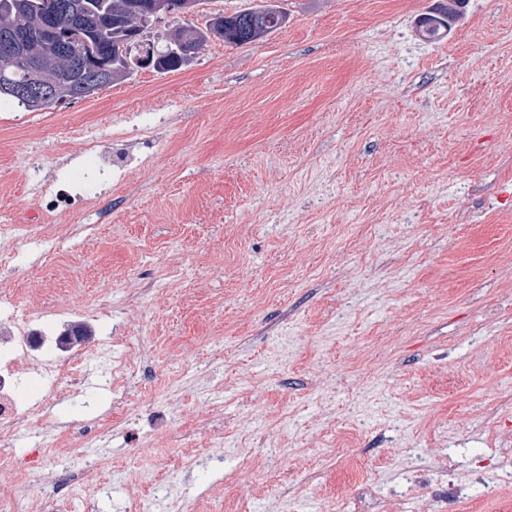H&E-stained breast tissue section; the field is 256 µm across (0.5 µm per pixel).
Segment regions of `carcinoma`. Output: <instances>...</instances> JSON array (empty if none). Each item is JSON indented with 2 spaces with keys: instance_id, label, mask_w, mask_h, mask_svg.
Returning a JSON list of instances; mask_svg holds the SVG:
<instances>
[{
  "instance_id": "obj_1",
  "label": "carcinoma",
  "mask_w": 512,
  "mask_h": 512,
  "mask_svg": "<svg viewBox=\"0 0 512 512\" xmlns=\"http://www.w3.org/2000/svg\"><path fill=\"white\" fill-rule=\"evenodd\" d=\"M65 1L70 11L61 15L58 33L70 47L67 59L52 57V39L42 26L43 15L55 12L60 2ZM150 0H0V42L15 35L43 37L44 62L40 69L46 82L65 80L80 86L95 75L100 81L91 85L95 92L126 77L122 72L123 51L136 38L144 23V12L136 9ZM448 0L436 15H428L419 21V30L427 39L438 36L450 28L448 18L456 14V3ZM287 22L285 12L275 0H260V3L237 11L231 15L220 14L199 26L189 20L175 23L168 32L147 33L143 49L159 65L157 72L168 73L179 70L185 62L170 52L172 40H191L196 49L217 38L226 44L242 46L267 37ZM112 77H107V73ZM28 79L27 68L18 65L10 69L9 80L0 81V108H23L27 111L46 110L56 105L48 100L34 108L24 97L10 91V87L21 85Z\"/></svg>"
}]
</instances>
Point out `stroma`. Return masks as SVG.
Segmentation results:
<instances>
[{"label": "stroma", "instance_id": "1", "mask_svg": "<svg viewBox=\"0 0 512 512\" xmlns=\"http://www.w3.org/2000/svg\"><path fill=\"white\" fill-rule=\"evenodd\" d=\"M443 2L282 0L260 41L0 110V225L28 228L0 235V316L91 310L113 362L139 349L88 512H512V0L424 40ZM106 131L122 161L87 150ZM104 371L76 392L22 367L29 415L54 407L0 441L28 512L32 457L73 467L111 416Z\"/></svg>", "mask_w": 512, "mask_h": 512}]
</instances>
